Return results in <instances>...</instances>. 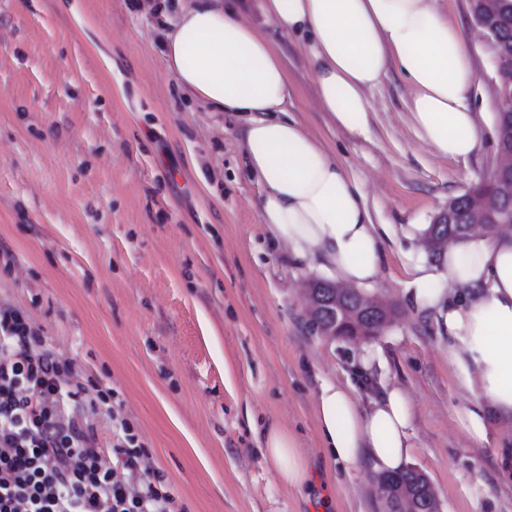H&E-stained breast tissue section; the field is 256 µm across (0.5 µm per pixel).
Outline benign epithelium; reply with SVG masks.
<instances>
[{"label":"benign epithelium","mask_w":512,"mask_h":512,"mask_svg":"<svg viewBox=\"0 0 512 512\" xmlns=\"http://www.w3.org/2000/svg\"><path fill=\"white\" fill-rule=\"evenodd\" d=\"M474 24L480 29L490 49L494 50V68L496 73L497 111L512 112V62L500 57L488 20L496 16L502 0H469ZM494 187L500 200L512 202V147L498 149V162L486 178ZM455 206L448 203V209L439 214L426 235L428 250L448 248L457 236L448 234V224L452 223ZM488 200L483 196L471 195L468 198L469 226L459 228L461 232L488 235L502 223L488 221ZM336 288L335 320L325 329L330 337H341L345 330H351L350 340L360 342L379 335L391 321L393 306L387 302L365 295L356 290L347 289L339 284H328ZM377 487L384 503V512H417L416 498L397 495L384 480L377 481Z\"/></svg>","instance_id":"obj_1"}]
</instances>
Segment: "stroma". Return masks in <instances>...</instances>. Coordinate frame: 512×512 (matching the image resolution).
Listing matches in <instances>:
<instances>
[{"label": "stroma", "mask_w": 512, "mask_h": 512, "mask_svg": "<svg viewBox=\"0 0 512 512\" xmlns=\"http://www.w3.org/2000/svg\"><path fill=\"white\" fill-rule=\"evenodd\" d=\"M247 17L288 59V112L360 189L372 221L392 225L379 276L363 286L394 315L371 340L321 335L303 300L325 270L308 267L262 224L261 187L245 162L235 112L182 89L158 41L180 0H0V302L30 316L78 381L113 388L120 414L190 512H379L377 476L345 472L323 448V383L355 382L362 399L399 388L412 409L411 461L442 512H512L497 451L512 425L472 442L471 399L448 364V333L409 286L434 262L425 227L497 162L495 73L468 0H443L466 22L481 128L468 159L442 157L415 133L412 89L398 70L369 93V129L335 124L316 102L305 47ZM294 435L308 466L299 488L260 451L267 426Z\"/></svg>", "instance_id": "obj_1"}]
</instances>
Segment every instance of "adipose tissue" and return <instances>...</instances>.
Wrapping results in <instances>:
<instances>
[{"mask_svg":"<svg viewBox=\"0 0 512 512\" xmlns=\"http://www.w3.org/2000/svg\"><path fill=\"white\" fill-rule=\"evenodd\" d=\"M260 10L305 45L318 104L339 126L367 132V93L395 67L413 89L408 109L420 139L450 159L475 153L464 25L450 21L439 0H262ZM164 57L178 85L210 109L245 115V157L262 187L258 209L268 230L342 284L373 282L388 229L372 222L333 153L290 118L286 61L236 0H190L164 33ZM440 261L414 266L413 296L448 330V363L472 398L461 423L482 444L493 424L512 421V235L459 239ZM442 277L447 287H438ZM316 416L327 456L348 471H399L416 446L410 405L397 388L365 403L354 384L324 383ZM263 456L284 484L305 482V457L288 431L269 427Z\"/></svg>","mask_w":512,"mask_h":512,"instance_id":"ef3b65f1","label":"adipose tissue"}]
</instances>
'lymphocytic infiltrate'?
<instances>
[{"label":"lymphocytic infiltrate","mask_w":512,"mask_h":512,"mask_svg":"<svg viewBox=\"0 0 512 512\" xmlns=\"http://www.w3.org/2000/svg\"><path fill=\"white\" fill-rule=\"evenodd\" d=\"M73 373L24 311L0 305V512H190L127 419L101 448Z\"/></svg>","instance_id":"1"}]
</instances>
